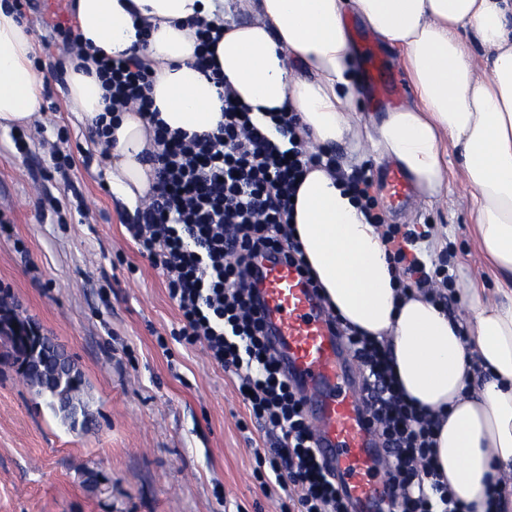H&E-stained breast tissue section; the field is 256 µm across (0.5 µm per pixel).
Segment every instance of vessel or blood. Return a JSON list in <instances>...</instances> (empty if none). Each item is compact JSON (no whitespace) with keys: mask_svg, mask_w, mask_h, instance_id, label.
Instances as JSON below:
<instances>
[{"mask_svg":"<svg viewBox=\"0 0 512 512\" xmlns=\"http://www.w3.org/2000/svg\"><path fill=\"white\" fill-rule=\"evenodd\" d=\"M410 200L406 177L390 170L387 206L402 209ZM258 276L270 341L304 397L317 451L341 482L353 512H376L388 476L385 451L366 419L359 366L348 358L329 315L295 267L268 258L259 264Z\"/></svg>","mask_w":512,"mask_h":512,"instance_id":"vessel-or-blood-1","label":"vessel or blood"}]
</instances>
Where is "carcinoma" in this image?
<instances>
[{"mask_svg": "<svg viewBox=\"0 0 512 512\" xmlns=\"http://www.w3.org/2000/svg\"><path fill=\"white\" fill-rule=\"evenodd\" d=\"M20 329L11 331L7 337V350L3 356L18 365L27 384L36 395L45 399L47 406L61 413L63 423L74 430L88 428L94 421L89 402L84 400L88 394L86 381L80 370L59 374L49 382H42L30 374L33 365L46 356L47 338L42 335L40 326L31 318L18 320Z\"/></svg>", "mask_w": 512, "mask_h": 512, "instance_id": "1", "label": "carcinoma"}]
</instances>
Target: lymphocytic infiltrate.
<instances>
[{
  "label": "lymphocytic infiltrate",
  "instance_id": "1",
  "mask_svg": "<svg viewBox=\"0 0 512 512\" xmlns=\"http://www.w3.org/2000/svg\"><path fill=\"white\" fill-rule=\"evenodd\" d=\"M98 75L109 91L93 131L101 143L109 141L112 119L131 106L153 126L148 161L154 184L128 231L165 279L180 315L179 342L202 345L212 363L237 379L250 417L264 428L267 445L254 451V479L264 492H285L281 512H350L315 453L302 399L267 343L259 283L251 277L255 261L266 256L303 264L288 223L290 199L309 166H335V157L296 143L292 112L274 118L277 132L294 142L291 151H282L228 91L216 131L169 132L150 95L151 74L136 56L103 59ZM424 238L395 226L383 234L403 269L401 290L418 289L450 306L457 300L455 277L446 263L427 269ZM346 343L361 368L369 419L388 450L387 512H434L435 492L442 512H464L433 479L436 422L398 393L385 347L353 334Z\"/></svg>",
  "mask_w": 512,
  "mask_h": 512
}]
</instances>
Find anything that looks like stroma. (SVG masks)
<instances>
[{"label":"stroma","instance_id":"stroma-1","mask_svg":"<svg viewBox=\"0 0 512 512\" xmlns=\"http://www.w3.org/2000/svg\"><path fill=\"white\" fill-rule=\"evenodd\" d=\"M46 13L45 0L22 10L45 75L41 117L24 129L27 154L0 129V210L9 218L0 228V285L73 358L95 423L70 430L0 361V512H280L279 497L252 478L263 433L235 380L202 346L169 337L178 309L126 229L132 215L108 188L111 158L69 110L63 57L44 53L54 40ZM380 55L393 92L382 98L364 84L356 107L365 120L414 100L403 67L389 50ZM54 144L71 155L88 216L62 185L49 183L43 195L32 181L51 168ZM467 194L454 172L440 199L377 212L386 224L445 228L432 253L449 256L458 287L488 297L494 271L480 254Z\"/></svg>","mask_w":512,"mask_h":512}]
</instances>
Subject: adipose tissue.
Returning <instances> with one entry per match:
<instances>
[{
    "mask_svg": "<svg viewBox=\"0 0 512 512\" xmlns=\"http://www.w3.org/2000/svg\"><path fill=\"white\" fill-rule=\"evenodd\" d=\"M88 57L137 54L169 131L207 133L224 120L220 89L195 65L192 20L223 28L214 52L237 100L252 112H294L300 140L325 151L371 146L418 194L440 198L450 156L460 161L481 252L498 296L464 288L460 321L420 292L402 296L374 219L342 177L311 167L290 224L328 306L344 328L387 342L399 388L437 414L434 460L471 512L489 483L512 477V0H73ZM397 55L413 103L361 123L359 48L347 16ZM27 23L0 6V128L38 116L44 76L31 65ZM68 102L84 124L103 113L97 76L66 61ZM112 192L135 211L151 188L142 157L153 132L134 112L111 134Z\"/></svg>",
    "mask_w": 512,
    "mask_h": 512,
    "instance_id": "ef3b65f1",
    "label": "adipose tissue"
}]
</instances>
